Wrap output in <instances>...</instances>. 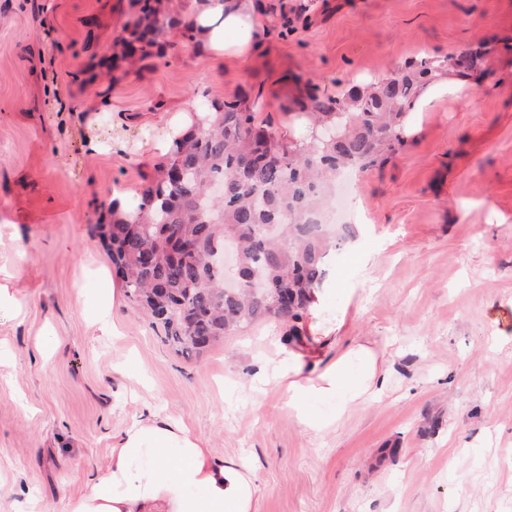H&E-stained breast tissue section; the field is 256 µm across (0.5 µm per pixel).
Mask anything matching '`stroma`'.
<instances>
[{
    "label": "stroma",
    "instance_id": "stroma-1",
    "mask_svg": "<svg viewBox=\"0 0 512 512\" xmlns=\"http://www.w3.org/2000/svg\"><path fill=\"white\" fill-rule=\"evenodd\" d=\"M261 46L209 54L171 31L162 57L113 83L71 82L119 35L128 0H0V512L39 498L67 512L105 469L117 435L153 412L182 421L251 473L253 512H512V0H251ZM488 45L470 98L445 83L407 118L405 146L345 193L361 247L326 264L351 295L325 314L330 360L369 342L390 382L316 433L256 367L284 350L279 322L174 352L128 297L118 335L88 317L84 284L112 261L94 228L114 189L138 195L180 111L258 87L284 136L293 76L336 94L363 74ZM56 345L44 350L43 336Z\"/></svg>",
    "mask_w": 512,
    "mask_h": 512
}]
</instances>
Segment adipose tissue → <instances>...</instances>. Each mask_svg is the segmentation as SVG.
Here are the masks:
<instances>
[{
	"label": "adipose tissue",
	"instance_id": "1",
	"mask_svg": "<svg viewBox=\"0 0 512 512\" xmlns=\"http://www.w3.org/2000/svg\"><path fill=\"white\" fill-rule=\"evenodd\" d=\"M203 47L216 56H248L259 32L248 0H207L196 15ZM278 386L300 424L314 432L343 416L387 384L376 351L359 343L328 362L289 350L254 376ZM250 474L205 448L184 423L148 416L118 435L104 471L70 499L68 512H253Z\"/></svg>",
	"mask_w": 512,
	"mask_h": 512
}]
</instances>
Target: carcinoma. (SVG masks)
Wrapping results in <instances>:
<instances>
[{
	"mask_svg": "<svg viewBox=\"0 0 512 512\" xmlns=\"http://www.w3.org/2000/svg\"><path fill=\"white\" fill-rule=\"evenodd\" d=\"M130 19L113 43L112 69L162 55L171 29L192 42L198 27L173 17L163 0H129ZM484 45L412 59L389 76L336 95L307 82L285 110L301 111L306 134L287 140L238 94L172 140L165 161L142 185L139 203L119 214L111 200L97 235L127 297L161 327L183 356L197 355L229 329L274 319L288 337L304 326L309 295L332 242L313 223L344 168L366 171L405 145L406 116L424 90L449 76L485 73ZM232 243L243 281L255 294L224 288L218 254Z\"/></svg>",
	"mask_w": 512,
	"mask_h": 512,
	"instance_id": "cac0c4a2",
	"label": "carcinoma"
}]
</instances>
